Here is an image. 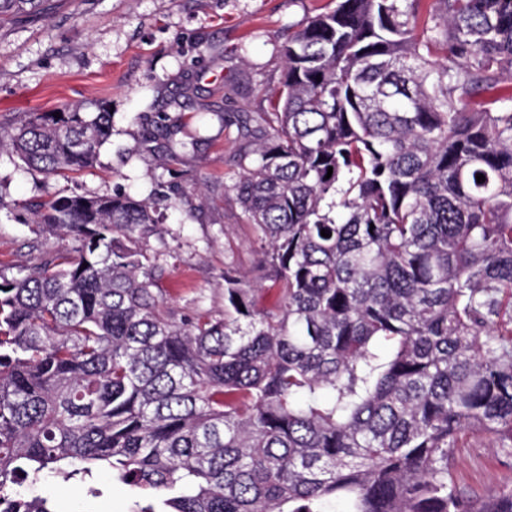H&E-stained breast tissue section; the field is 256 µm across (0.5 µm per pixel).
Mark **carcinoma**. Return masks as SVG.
Returning <instances> with one entry per match:
<instances>
[{"label": "carcinoma", "instance_id": "obj_1", "mask_svg": "<svg viewBox=\"0 0 512 512\" xmlns=\"http://www.w3.org/2000/svg\"><path fill=\"white\" fill-rule=\"evenodd\" d=\"M282 56L240 126L261 259L224 273V316L163 310L150 203L34 213L74 246L0 271V512H59L19 492L48 475L98 498L106 470L154 492L131 512H512L449 463L469 436L512 449V96L469 108L512 82V0H334ZM111 132L74 104L0 148L77 173Z\"/></svg>", "mask_w": 512, "mask_h": 512}]
</instances>
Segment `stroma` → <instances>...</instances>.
<instances>
[{
    "label": "stroma",
    "mask_w": 512,
    "mask_h": 512,
    "mask_svg": "<svg viewBox=\"0 0 512 512\" xmlns=\"http://www.w3.org/2000/svg\"><path fill=\"white\" fill-rule=\"evenodd\" d=\"M328 0H48L42 16L0 24V127L29 112L75 103L112 114L96 164L69 176L27 171L0 155V270L7 274L62 247L33 224L53 196L78 190L126 194L161 215L158 287L176 318L224 312V270L249 273L258 256L232 184L249 140L238 128L267 110L283 77L282 45ZM458 485L478 493L512 488V452L474 436L453 451ZM48 478L36 495L59 512H130L137 494L97 476Z\"/></svg>",
    "instance_id": "obj_1"
}]
</instances>
